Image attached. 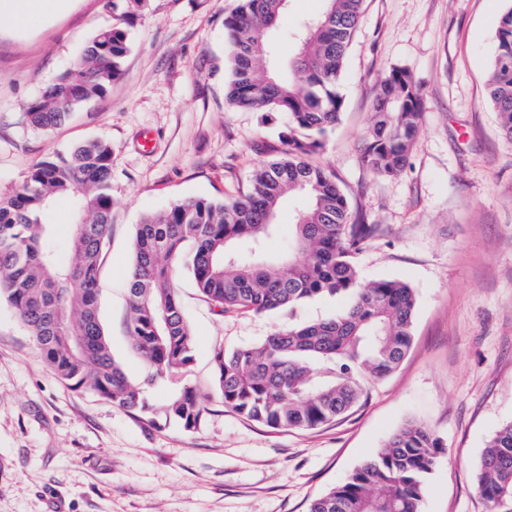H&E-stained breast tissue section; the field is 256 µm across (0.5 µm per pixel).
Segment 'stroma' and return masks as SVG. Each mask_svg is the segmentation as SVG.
<instances>
[{
    "mask_svg": "<svg viewBox=\"0 0 512 512\" xmlns=\"http://www.w3.org/2000/svg\"><path fill=\"white\" fill-rule=\"evenodd\" d=\"M237 5L148 0L123 18L109 0H70L23 26L0 17V193L49 154L111 142L112 238L99 293L112 352L150 405L188 384L205 408L187 430L65 385L1 301L0 512H308L411 419L444 445L422 512H512L510 498L488 505L474 480L489 437L512 421V141L486 98L498 19L512 0H366L338 85L340 121L310 161L376 227L355 257L362 279L408 283L417 308L406 357L370 379L356 407L312 430L272 429L225 407L215 385L216 349L323 318L339 308L333 298L221 317L183 273L193 363L155 378L131 353L136 224L191 198H237L281 146L279 115L225 104L224 17ZM117 23L132 44L104 97L60 126L31 127L27 104ZM395 66L411 71L425 109L407 164L389 177L361 153L374 87Z\"/></svg>",
    "mask_w": 512,
    "mask_h": 512,
    "instance_id": "1",
    "label": "stroma"
}]
</instances>
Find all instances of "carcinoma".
<instances>
[{"instance_id": "obj_1", "label": "carcinoma", "mask_w": 512, "mask_h": 512, "mask_svg": "<svg viewBox=\"0 0 512 512\" xmlns=\"http://www.w3.org/2000/svg\"><path fill=\"white\" fill-rule=\"evenodd\" d=\"M290 0H239L224 18L230 76L225 101L236 112L280 114L284 147L252 175L246 192L224 201L195 198L143 218L135 227L129 271L128 335L155 376H173L193 361L194 339L177 288L189 274L219 315L263 313L325 297L343 307L327 317L279 330L261 344L213 355L224 405L272 428L313 429L347 413L364 380L382 378L405 358L417 296L395 279L361 281L353 258L374 232L352 210L334 175L310 163L340 119L336 86L363 15L364 0H324L321 15L290 35L295 51L278 52L279 23ZM146 0H112L128 17ZM130 32L101 28L71 66L26 109L40 130L65 123L102 97L120 75ZM488 103L512 140V6L499 17L487 79ZM424 100L412 73L395 66L377 84L361 160L384 176L406 165L422 125ZM303 198L296 240L279 273L264 243L280 204ZM71 202L68 258L56 248L55 203ZM112 145L94 139L37 163L24 181L0 193V299L13 307L54 374L143 414L154 408L112 355L100 317L99 277L112 228ZM167 419L198 428L204 407L185 386L161 407ZM441 441L409 421L341 484L316 497L309 512H421L425 482ZM491 505L512 499V421L489 438L475 472Z\"/></svg>"}]
</instances>
